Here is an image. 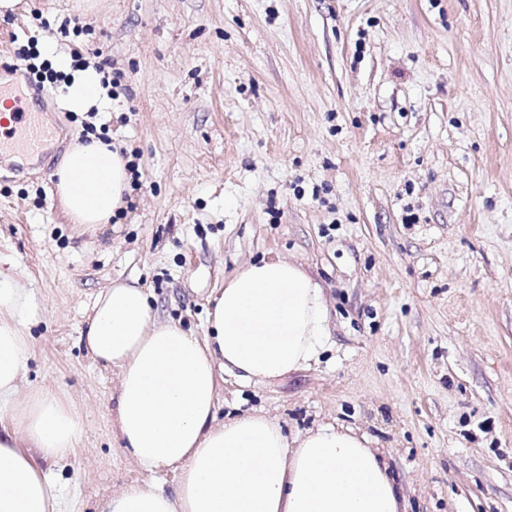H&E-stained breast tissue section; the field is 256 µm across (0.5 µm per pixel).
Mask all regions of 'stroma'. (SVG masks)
Segmentation results:
<instances>
[{"label": "stroma", "instance_id": "stroma-1", "mask_svg": "<svg viewBox=\"0 0 512 512\" xmlns=\"http://www.w3.org/2000/svg\"><path fill=\"white\" fill-rule=\"evenodd\" d=\"M32 39L121 75L111 111L80 116L46 84L53 137L0 155V256L31 316L21 391L81 421L54 469L63 512L177 483L114 431L118 372L82 340L97 294L138 285L202 337L225 276L275 257L323 287L327 347L277 380L225 376L218 418L365 435L406 512H512V0H19L0 83L25 82ZM89 126L138 173L95 226L55 192Z\"/></svg>", "mask_w": 512, "mask_h": 512}]
</instances>
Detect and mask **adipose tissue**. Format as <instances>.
<instances>
[{
    "instance_id": "1",
    "label": "adipose tissue",
    "mask_w": 512,
    "mask_h": 512,
    "mask_svg": "<svg viewBox=\"0 0 512 512\" xmlns=\"http://www.w3.org/2000/svg\"><path fill=\"white\" fill-rule=\"evenodd\" d=\"M63 103L84 114L111 108L94 63L71 68ZM56 192L71 223L107 224L124 205L130 175L119 150L99 139L72 147ZM22 291L0 271V406L11 425L0 432V512H62L51 468L73 454L81 431L59 397H13L30 353L21 319ZM322 288L300 265L269 258L224 282L198 338L158 321L147 294L115 284L95 298L85 345L104 368H118L115 430L149 474L178 470L174 492L132 485L102 512H402L389 465L366 437L332 426L289 445L278 422L262 413L218 421L224 373L245 383L280 378L319 358L328 336Z\"/></svg>"
}]
</instances>
